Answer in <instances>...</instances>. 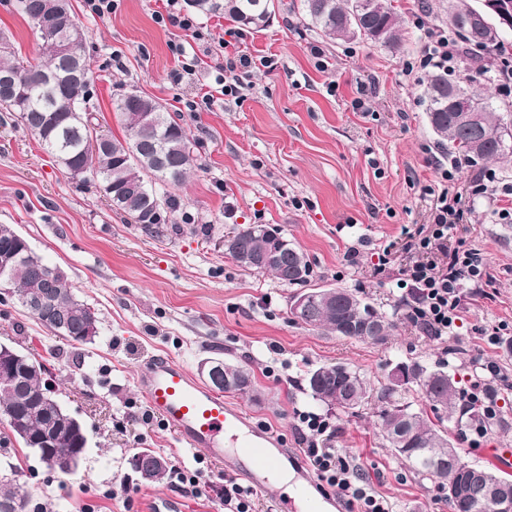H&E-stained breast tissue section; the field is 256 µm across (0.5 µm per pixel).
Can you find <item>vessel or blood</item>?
Masks as SVG:
<instances>
[{
    "mask_svg": "<svg viewBox=\"0 0 512 512\" xmlns=\"http://www.w3.org/2000/svg\"><path fill=\"white\" fill-rule=\"evenodd\" d=\"M137 387L152 413L185 446L202 449L218 463L233 457L237 476L253 490H263L273 474L288 467L301 481L306 512H341L340 500L321 488L296 453L286 448L275 433L254 423L240 406L208 389L178 361L150 357Z\"/></svg>",
    "mask_w": 512,
    "mask_h": 512,
    "instance_id": "vessel-or-blood-1",
    "label": "vessel or blood"
}]
</instances>
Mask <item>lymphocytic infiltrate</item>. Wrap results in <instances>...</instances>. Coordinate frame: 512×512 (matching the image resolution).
<instances>
[{
	"mask_svg": "<svg viewBox=\"0 0 512 512\" xmlns=\"http://www.w3.org/2000/svg\"><path fill=\"white\" fill-rule=\"evenodd\" d=\"M458 61L457 42L442 29L430 30L423 51L407 71L427 68H454ZM257 66L256 58L235 50L215 64V74L201 101H187L189 111H197L199 103L213 102L215 96L238 94L241 82L239 73ZM461 159L452 157L447 167L441 168V189L425 186L431 195L429 222L418 231L408 234L403 247L415 260L406 271L412 287V300L408 302L405 318L428 336L439 339L454 335L461 320V289L464 284L480 282L482 259L478 253L461 248H449L448 232L454 225L464 223L468 212L463 196L455 186L456 173ZM308 429L302 441L306 443V458L320 480L336 488L348 504L359 512H391L388 500L370 492L354 466L339 456L330 443L334 437L327 419L318 415H303Z\"/></svg>",
	"mask_w": 512,
	"mask_h": 512,
	"instance_id": "obj_1",
	"label": "lymphocytic infiltrate"
}]
</instances>
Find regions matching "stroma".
<instances>
[{
  "mask_svg": "<svg viewBox=\"0 0 512 512\" xmlns=\"http://www.w3.org/2000/svg\"><path fill=\"white\" fill-rule=\"evenodd\" d=\"M433 2L428 13L422 0H393L401 43L389 50L359 39L327 42L299 21L300 0H278L265 30L233 40L271 58V67L243 77L239 96L191 112L185 103L200 87L172 77L177 60L169 43L185 34L155 22L162 0H117L104 18L91 15L84 0H69L85 34L89 108L101 129L121 135L112 99L138 90L188 130L199 166L180 185L157 184L176 205L151 233L62 170L20 124L0 122V224L62 268L99 316L94 341L78 344L53 335L16 298L0 300V342L39 358L57 351L56 396L84 422L89 441L68 476L49 472L21 443L0 447V473L24 487L31 512H148L161 501L170 512H224L221 488L235 475L233 460L216 464L187 449L137 390L155 355L194 375L207 358L250 368L254 392L231 400L287 447H303L297 414L329 416L338 454L362 470L393 512H447L445 492L385 447L376 401L352 412L327 410L302 392L304 376L345 363L376 388L392 363L416 360L448 370L464 389L480 375L481 361H492L500 369L498 419L481 438L463 427L455 445L461 463L500 468L501 452H512V220L499 218L495 198L466 196L470 219L448 234L449 247L478 250L485 263L482 282L462 292L456 335L431 339L395 312L408 297L399 282L412 260L402 249L404 233L427 223L431 199L422 188L438 183L435 164L448 160L420 101L425 74L405 70L428 29L448 26L443 0ZM0 32L19 57H37V36L15 0H0ZM314 46L322 58L311 54ZM363 87L367 112L353 106ZM242 224L281 229L306 253L312 286L350 289L393 317V336L374 345L295 323L288 313L293 288L241 269L224 253V236ZM384 253L390 262L382 269ZM498 324L506 328L499 343L482 346L480 329ZM141 448L201 475L199 492L168 480L141 483L128 463Z\"/></svg>",
  "mask_w": 512,
  "mask_h": 512,
  "instance_id": "stroma-1",
  "label": "stroma"
}]
</instances>
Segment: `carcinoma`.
<instances>
[{
  "label": "carcinoma",
  "instance_id": "obj_1",
  "mask_svg": "<svg viewBox=\"0 0 512 512\" xmlns=\"http://www.w3.org/2000/svg\"><path fill=\"white\" fill-rule=\"evenodd\" d=\"M28 11L20 12L37 34L40 57L19 58L10 38L0 33V75L17 78L15 87L0 89V107L5 108L35 138L55 163L69 172L82 167L90 181L99 187L112 209L125 214L142 228L151 230L160 223L163 206H154L158 182L180 183L197 167L194 141L170 113L155 99L132 89L112 98V107L122 125L123 135L97 131L95 117L87 110V100L75 101L58 94L60 75L66 70L56 44L59 35L39 28L37 17L41 0H28ZM193 8L202 14L222 12L224 18L256 32L264 29L262 19L275 13V0H193ZM475 7L460 0H448V23L465 44L502 53L500 37L488 38L484 30L466 24L467 15ZM302 23L313 27L326 39H365L395 49L399 44L397 15L391 0H301ZM472 78H448V71H435L423 81L422 101L428 124L438 149L459 154L470 163L489 162L512 153L508 116L498 111L487 98L475 93ZM463 105L478 109V122L466 125L458 120L456 108ZM259 225L243 224L226 251L239 267L253 269L251 259L264 245L279 254V260L264 271L280 283L301 286L290 300L307 297V308L291 319L312 329L327 330L347 339L385 344L396 327L394 320L376 310L353 292L340 288L336 298L329 299L323 288L307 287L310 263L279 229H270L266 237L257 232ZM54 276L55 305L40 323L56 336L73 342L84 340L90 324L99 323L98 313L74 293L67 277L58 267L38 255L24 260L12 279V295L18 301L41 287ZM375 322L380 336L356 333L365 322ZM49 358L42 359L37 371L21 370L9 392L0 391V418H13L9 424L13 438L26 448L31 440L48 433L53 446L44 452L55 457L60 466L79 465L84 454L85 430L63 413L67 426L55 419L54 407L44 400L43 375L50 372ZM411 376L401 386L387 381L377 391L380 403L379 426L383 438L394 454L408 463L419 477L438 483L448 490L445 501L448 512H497L496 503L483 494L485 479L511 482L512 477L485 469L487 478L476 475L473 467L460 463L458 456L448 457L454 447L451 429L459 426L464 416L480 418L475 408L466 412L459 408L461 391L455 376L441 368H431L419 361L410 362ZM224 375L233 383L226 393L245 394L252 389V375L238 362L224 361ZM419 393L427 409L414 410L403 400L409 391ZM304 391L315 401L343 411L360 406L370 395L360 373L345 364L321 365L310 370ZM27 496L22 488L9 480H0V512H24Z\"/></svg>",
  "mask_w": 512,
  "mask_h": 512
}]
</instances>
